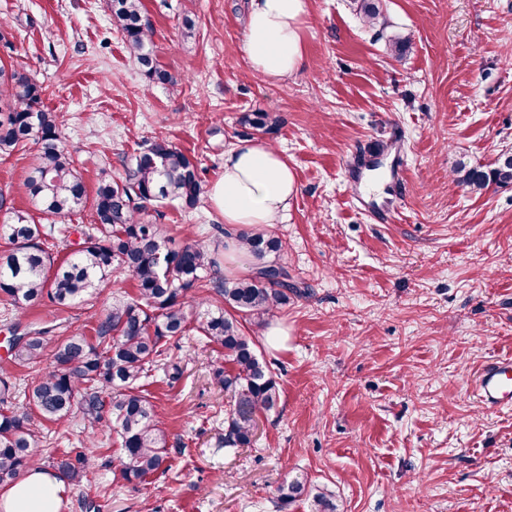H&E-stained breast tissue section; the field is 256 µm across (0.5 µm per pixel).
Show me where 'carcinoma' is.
<instances>
[{
  "mask_svg": "<svg viewBox=\"0 0 512 512\" xmlns=\"http://www.w3.org/2000/svg\"><path fill=\"white\" fill-rule=\"evenodd\" d=\"M112 17L126 48L146 78L177 85L176 79L149 49L150 31L141 22L142 0H111ZM354 10L370 26L388 24L380 0H352ZM41 86L13 64L0 62V152L11 154L31 141L38 150L27 168L24 186L40 224L27 212L0 223V238L11 248L0 254V297L20 311L46 302L67 306L84 298L114 270L129 273L134 296L119 300L97 320L94 336H59L52 367L37 375L25 400L14 402L16 367L36 368L46 356L54 328L45 326L14 338L0 366V486L17 481L30 467L48 464L66 481H89L97 459L98 433L116 436L122 450L118 482L138 485L168 468L164 431L155 420L154 404L144 381L154 370H181L172 362L174 343L192 330L224 350V367L215 371L234 407L224 417L226 449L248 448L259 414L275 408L279 391L253 339L239 319L259 320L288 300L287 274L268 260L284 250L266 232L236 234L239 247L256 261L243 278L211 281L216 250L200 241L170 246L162 225L145 220L150 210L174 199L194 206L201 193L197 163L158 137L126 167L125 177L102 178L89 196L73 160L62 146L63 120L41 109ZM244 123L268 131L277 123L268 112L244 117ZM459 182L472 191L512 184V154L503 153L495 167L460 162ZM91 207L95 224L80 228V242L62 263H55L49 241L62 219ZM79 408L87 439L55 458L36 453L40 431ZM283 506L305 500L309 512H336L325 492L312 493L307 480L292 475L277 488Z\"/></svg>",
  "mask_w": 512,
  "mask_h": 512,
  "instance_id": "carcinoma-1",
  "label": "carcinoma"
}]
</instances>
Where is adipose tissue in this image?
I'll return each mask as SVG.
<instances>
[{"mask_svg": "<svg viewBox=\"0 0 512 512\" xmlns=\"http://www.w3.org/2000/svg\"><path fill=\"white\" fill-rule=\"evenodd\" d=\"M308 0H249L242 50L252 68L270 81H280L303 64L301 26ZM298 190L294 174L274 146L252 139L237 140L224 155V173L209 197L227 230L242 225L278 223ZM67 491L56 475L30 468L0 493V512H57Z\"/></svg>", "mask_w": 512, "mask_h": 512, "instance_id": "adipose-tissue-1", "label": "adipose tissue"}]
</instances>
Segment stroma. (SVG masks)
<instances>
[{
	"instance_id": "obj_1",
	"label": "stroma",
	"mask_w": 512,
	"mask_h": 512,
	"mask_svg": "<svg viewBox=\"0 0 512 512\" xmlns=\"http://www.w3.org/2000/svg\"><path fill=\"white\" fill-rule=\"evenodd\" d=\"M142 5L177 85L148 83L110 0H0V61L42 86L91 191L101 177L121 180L157 136L193 158L210 187L225 152L254 134L244 116H278L263 138L287 156L298 193L268 230L283 242L290 289L246 332L280 398L250 447L224 450V351L190 333L174 351L179 379L156 371L149 386L168 470L115 483L120 448L107 440L90 483L68 485L60 512H307L277 501L295 473L331 494L336 512H512V410L484 409L472 392L484 365L512 355V185L474 193L454 172L457 161L489 169L512 152V0H382V32L351 0H309L304 65L278 83L242 51L248 0ZM396 34L412 38L399 58L387 50ZM395 129L411 188L391 223L373 224L349 202L346 165ZM28 163L0 154V221L31 208ZM161 222L178 242L224 240L205 194L191 208L168 201ZM134 292L133 278L114 272L51 314L20 316L0 298V361L12 324L50 315L63 335L89 336Z\"/></svg>"
}]
</instances>
